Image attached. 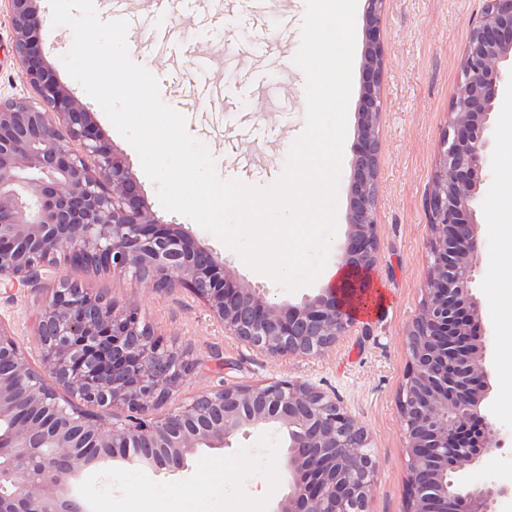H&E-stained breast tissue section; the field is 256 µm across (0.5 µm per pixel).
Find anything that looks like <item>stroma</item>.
Returning a JSON list of instances; mask_svg holds the SVG:
<instances>
[{
	"instance_id": "stroma-1",
	"label": "stroma",
	"mask_w": 512,
	"mask_h": 512,
	"mask_svg": "<svg viewBox=\"0 0 512 512\" xmlns=\"http://www.w3.org/2000/svg\"><path fill=\"white\" fill-rule=\"evenodd\" d=\"M135 23L127 32L131 60L159 82L164 104L182 114L189 133L215 160L221 179L249 169L252 183L267 188L283 175L293 141L306 125V77L295 64L307 0H260V15L248 14L245 0H171L169 11L154 15L149 0H132ZM485 0H387L381 37L387 49L382 153L376 210L378 262L369 279L385 301L379 311L356 318L335 348L310 357H279L251 349L231 337L188 291L161 293L131 275L96 273L67 264L62 275L91 291L130 297L143 321L186 351L193 370L173 394L187 402L222 384L300 381L336 394L345 411L370 439L378 463L371 512H403L407 494L408 438L400 398L411 359L408 329L419 315L429 284L431 255L425 199L431 187L439 140L457 89L459 61L469 22ZM43 18L40 51L56 78L93 113L103 143L124 158L146 205L162 222L176 221L202 246L220 254L237 280L267 289L277 301L299 304L319 292L311 285L288 292L248 267L240 256L191 218L166 211L156 184L145 174L138 153L118 133L100 105L67 72L63 58L73 43L70 27L52 24L50 0H37ZM353 86L337 192L334 244L348 235L347 214L357 141V111L364 81L365 21L355 14ZM206 57L207 89H200L189 65L191 54ZM11 48L6 0H0V97H33ZM489 160L475 204L477 232L485 256L497 249V234L486 214L502 184L512 180V154L502 152L504 125L512 123V81H505L490 118ZM476 277L481 325L492 341L487 353L490 390L482 403L486 416L512 431V404L498 389L501 367L512 363L503 339L498 300ZM44 297L39 288L0 295V319L19 342H26L31 319ZM271 434L255 432L232 447L202 449L175 473L156 474L142 466L110 461L82 476L83 495L94 512L111 505L129 512L135 492L149 495L151 512H271L287 484ZM243 468L270 469L261 497H224ZM466 482L483 477L512 488V442L492 450L474 466L456 472Z\"/></svg>"
}]
</instances>
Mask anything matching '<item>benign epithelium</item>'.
I'll use <instances>...</instances> for the list:
<instances>
[{
  "label": "benign epithelium",
  "mask_w": 512,
  "mask_h": 512,
  "mask_svg": "<svg viewBox=\"0 0 512 512\" xmlns=\"http://www.w3.org/2000/svg\"><path fill=\"white\" fill-rule=\"evenodd\" d=\"M7 2L13 54L37 98L0 100V289L40 284L45 299L30 329L36 364L0 320V512H91L72 481L119 451L156 473L175 472L201 448H230L237 435L258 431L281 436L288 493L271 512H370L376 462L368 434L325 391L293 381L223 384L156 413L193 361L165 345L132 303L58 274L61 263L127 272L159 292L186 288L224 335L277 356L334 347L353 317L331 287L298 305L277 304L223 272L226 262L178 225L160 223L126 165L101 143L92 113L49 74L35 45L36 0ZM385 3L366 0L350 230L340 253L361 277L379 251ZM509 60L512 0H486L471 22L426 202L432 279L408 333L405 512H497L512 496L490 478H453L504 447L500 428L481 412L488 341L477 331L473 294L481 251L474 205ZM475 422L478 443L460 446Z\"/></svg>",
  "instance_id": "obj_1"
}]
</instances>
